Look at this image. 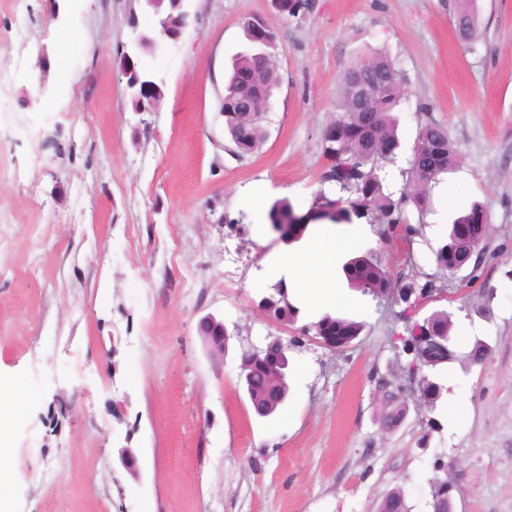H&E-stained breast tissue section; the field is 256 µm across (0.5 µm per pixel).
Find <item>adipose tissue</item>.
<instances>
[{
  "instance_id": "ef3b65f1",
  "label": "adipose tissue",
  "mask_w": 512,
  "mask_h": 512,
  "mask_svg": "<svg viewBox=\"0 0 512 512\" xmlns=\"http://www.w3.org/2000/svg\"><path fill=\"white\" fill-rule=\"evenodd\" d=\"M342 247V242L335 237L322 234L312 239L305 252L289 256L287 265L294 272L296 282L305 296L338 305L345 304L342 292L327 277V269Z\"/></svg>"
}]
</instances>
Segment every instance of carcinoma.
Wrapping results in <instances>:
<instances>
[{
    "instance_id": "carcinoma-1",
    "label": "carcinoma",
    "mask_w": 512,
    "mask_h": 512,
    "mask_svg": "<svg viewBox=\"0 0 512 512\" xmlns=\"http://www.w3.org/2000/svg\"><path fill=\"white\" fill-rule=\"evenodd\" d=\"M473 0H459L455 26L461 38L472 40L477 35L478 19L472 7ZM358 79H367L376 85V95L370 101L358 103L349 93L350 86ZM280 81V74L273 60L251 49L233 60L232 70L224 85V108L235 110L224 119V130L229 140L241 154L256 151L263 143L266 132L257 119L239 109L246 98L271 100L273 90ZM405 97L403 76L388 54L379 49L367 48L359 53L344 69L336 94V115L322 134V153L327 159L321 185H329L347 195V198L330 199L325 189H320L310 209L304 215L296 213L288 199L275 201L267 213L270 230L283 239H289L299 228L311 221L328 224H351L353 219L366 218L372 224L383 225L382 235L390 236L397 229L410 224L406 207L411 204L418 214V224L431 205L433 188L440 183V175L459 159L457 146L448 138L447 129L429 121L421 126L413 149L408 178L394 197L380 176L382 169L395 162L396 155L383 157L378 150L384 143L399 148L397 119L394 109ZM343 272L351 286L364 293L380 296L393 293L395 304L401 306L398 320L403 323L399 342L411 359L403 366V374L423 390L429 376L422 367L436 368L450 361L443 352L429 351L421 337L449 334L452 321L448 312L435 311L418 319L419 311L428 303L443 300L447 292L444 282L434 275L425 276L424 282L412 279L396 282L368 252L349 259ZM260 299V305L270 314L294 322L300 312L290 299L285 279L277 281ZM241 366L248 368L249 376L243 385L252 397L264 396L269 390V378L264 363L246 353ZM383 397L392 408L386 413L382 426L386 430L398 427L405 414V402L398 400L392 383H381ZM378 512H408L404 495L400 491L387 494Z\"/></svg>"
}]
</instances>
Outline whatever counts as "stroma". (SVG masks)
Returning <instances> with one entry per match:
<instances>
[{
  "label": "stroma",
  "instance_id": "stroma-1",
  "mask_svg": "<svg viewBox=\"0 0 512 512\" xmlns=\"http://www.w3.org/2000/svg\"><path fill=\"white\" fill-rule=\"evenodd\" d=\"M457 0H315L294 18L275 0H192L183 33L142 61L158 111L132 105L120 59L138 0H0V401L8 495L0 512H377L391 490L433 512L437 480L454 512H512V0H476L480 26L461 40ZM257 15L275 34L281 83L268 137L240 157L224 135V77ZM73 35L77 50L63 47ZM388 50L408 94L401 148L382 176L405 184L421 123L445 126L461 156L433 190L410 241L377 225L311 223L276 241L267 207L305 213L327 160L325 127L354 54ZM51 68L38 90L37 60ZM480 203L489 226L480 279L446 276L452 362L428 375L451 389L384 430L379 380L399 384L408 357L390 297L344 289L340 315L364 322L333 351L258 302L285 255L318 232L371 252L391 273L437 271L450 215ZM223 317L234 337L207 354L198 322ZM288 343L287 405L257 419L239 384L243 353ZM488 348L471 363L475 342ZM134 450L136 472L119 461Z\"/></svg>",
  "mask_w": 512,
  "mask_h": 512
}]
</instances>
